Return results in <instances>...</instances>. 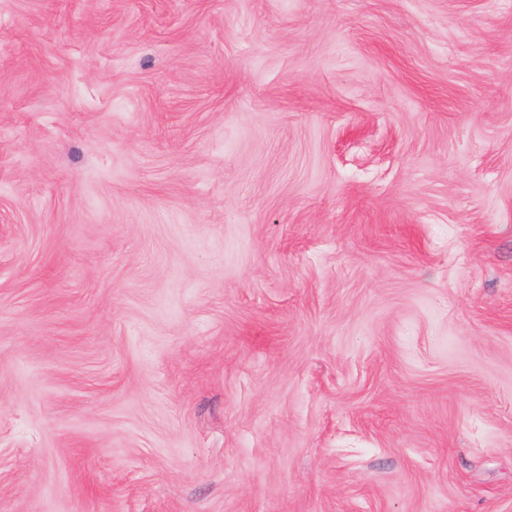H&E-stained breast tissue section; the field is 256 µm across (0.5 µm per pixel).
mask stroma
<instances>
[{
    "label": "stroma",
    "instance_id": "stroma-1",
    "mask_svg": "<svg viewBox=\"0 0 512 512\" xmlns=\"http://www.w3.org/2000/svg\"><path fill=\"white\" fill-rule=\"evenodd\" d=\"M0 512H512V0H0Z\"/></svg>",
    "mask_w": 512,
    "mask_h": 512
}]
</instances>
